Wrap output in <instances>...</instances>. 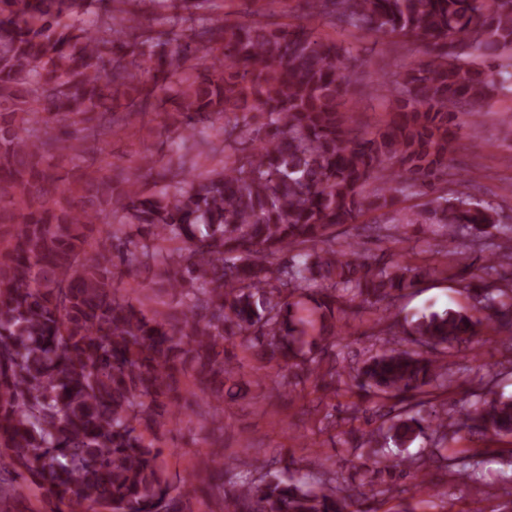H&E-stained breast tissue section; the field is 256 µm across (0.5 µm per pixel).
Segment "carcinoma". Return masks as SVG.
Masks as SVG:
<instances>
[{"instance_id": "carcinoma-1", "label": "carcinoma", "mask_w": 512, "mask_h": 512, "mask_svg": "<svg viewBox=\"0 0 512 512\" xmlns=\"http://www.w3.org/2000/svg\"><path fill=\"white\" fill-rule=\"evenodd\" d=\"M308 13L344 31L423 39L427 61L381 82L393 97L374 131L345 109L354 50L311 28L184 19L163 41L143 37L135 11L112 0H0V499L19 485L53 512H184L180 486L161 460L162 440L181 423L186 390L224 403L237 350H252L293 393L311 379L328 388L336 367L314 349L343 335L336 320L394 304L439 268L402 254L336 249V228L399 195L435 197L391 225L489 240L469 258L451 256L468 304L421 314L349 375L361 392L396 405L357 449L383 448L377 472L418 475L431 452L390 451L417 438L442 442L466 429L512 437V397L481 398L458 418L423 413L409 401L447 386L449 350L495 322L512 326V226L475 199L465 182L439 187L456 149L457 109L478 105L497 80L512 79V0H304ZM99 6L104 28L77 17ZM152 82L135 78L136 58ZM170 103L180 140L176 161L155 170L108 160L115 109L126 127ZM248 110L224 127V164L196 139L199 123ZM371 192H366L368 186ZM138 262L178 294L168 313L113 293L117 261ZM199 484H231L235 512H354L357 487L312 486L266 467L226 480L224 444Z\"/></svg>"}]
</instances>
